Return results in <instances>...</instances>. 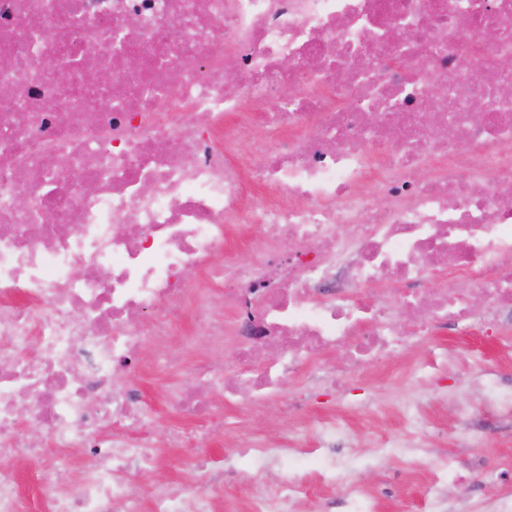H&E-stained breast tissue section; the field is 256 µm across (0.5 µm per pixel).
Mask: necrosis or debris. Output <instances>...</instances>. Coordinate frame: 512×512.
Returning <instances> with one entry per match:
<instances>
[{
    "label": "necrosis or debris",
    "instance_id": "1",
    "mask_svg": "<svg viewBox=\"0 0 512 512\" xmlns=\"http://www.w3.org/2000/svg\"><path fill=\"white\" fill-rule=\"evenodd\" d=\"M446 328L512 329V0H0V512L32 461L46 512H222L223 461L138 477ZM292 435L245 512L349 467ZM186 455L182 452L171 453L161 464L154 470L145 472L140 475L141 484L147 487L153 486L161 482H171L179 479L184 473V463ZM156 472L162 473V478L155 479L152 475Z\"/></svg>",
    "mask_w": 512,
    "mask_h": 512
}]
</instances>
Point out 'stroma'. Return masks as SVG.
<instances>
[{"label": "stroma", "mask_w": 512, "mask_h": 512, "mask_svg": "<svg viewBox=\"0 0 512 512\" xmlns=\"http://www.w3.org/2000/svg\"><path fill=\"white\" fill-rule=\"evenodd\" d=\"M499 339L475 333L460 336L444 330L425 340L397 370L385 379L359 375L337 397L320 394L306 408V415L321 417L332 411L346 412L350 428L336 442L337 457L354 456L360 480L370 488L390 489L383 512H413L417 485L427 483L434 466L448 457L468 463L467 480L445 489L447 512H491L493 500L512 489L505 476L512 461V410L489 407V388H512V357L498 346ZM438 356L439 370L416 373L414 361ZM413 406L416 431L403 435L402 411ZM291 420L280 403H270L252 417L245 428L213 438L209 455L224 459V494L247 493L236 478L239 468L257 470L266 483H274L279 469L262 467L243 448L253 435L282 444ZM402 435L400 452H377L380 437Z\"/></svg>", "instance_id": "1"}]
</instances>
